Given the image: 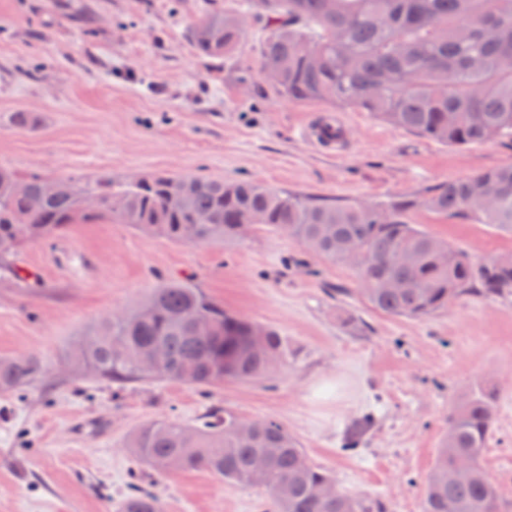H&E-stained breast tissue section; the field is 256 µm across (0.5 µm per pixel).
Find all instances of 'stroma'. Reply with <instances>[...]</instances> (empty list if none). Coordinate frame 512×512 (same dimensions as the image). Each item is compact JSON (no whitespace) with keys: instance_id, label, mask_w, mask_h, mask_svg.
Here are the masks:
<instances>
[{"instance_id":"stroma-1","label":"stroma","mask_w":512,"mask_h":512,"mask_svg":"<svg viewBox=\"0 0 512 512\" xmlns=\"http://www.w3.org/2000/svg\"><path fill=\"white\" fill-rule=\"evenodd\" d=\"M205 0H0V166L21 173L122 181L163 171L257 180L327 201L379 203L512 163V140L457 148L353 108L293 103L262 78L247 37L237 58L200 55L187 29ZM337 112L342 152L302 138ZM28 112L38 125L16 128ZM414 221L474 260L512 253V234L418 212ZM22 288L0 277V358L36 356L42 376L0 393V512H118L133 487L163 512H270L266 492L203 470L159 474L127 443L158 420L190 426L213 410L272 418L338 486L422 512L425 478L448 407L492 378L499 390L482 466L512 512V298L465 296L422 320L370 308L356 269L253 227L222 245H187L126 224H74L21 248ZM170 279L277 330L298 355L268 377L200 388L172 380L109 381L76 368L75 343L102 317L143 302ZM360 453L341 439L365 412Z\"/></svg>"}]
</instances>
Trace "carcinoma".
<instances>
[{"label": "carcinoma", "instance_id": "carcinoma-1", "mask_svg": "<svg viewBox=\"0 0 512 512\" xmlns=\"http://www.w3.org/2000/svg\"><path fill=\"white\" fill-rule=\"evenodd\" d=\"M250 27L260 37L258 72L290 102L354 108L455 147L512 138V0H242L234 12L206 9L189 37L201 53L231 59ZM53 182L0 167V261L76 223L128 224L152 237L215 245L238 239L240 225L252 224L334 262H347L344 247L356 244L363 297L390 316L422 319L463 296H512V254L475 261L413 222L415 213L427 211L512 233V164L382 204H327L255 181L165 172L138 182L72 177L62 192L50 191ZM87 195L98 197L96 209H83ZM399 254L410 261L397 260ZM392 281L400 287H387ZM252 325L201 289L166 282L122 316L104 318L77 343L73 363L110 380L212 387L258 379L279 365L256 348ZM264 342L282 362L296 356L273 328H266ZM43 370L33 356L0 358V391L16 392ZM497 402V387L480 380L452 405L425 480L423 512H448L450 502L456 512H501L496 486L481 466ZM236 420L226 410L204 415L195 427L148 423L133 432L128 448L157 472L205 470L260 488L274 512H383L372 496L339 490L331 499L319 497L335 476L312 463L282 424L254 420L253 433L241 436ZM374 424L371 413L354 420L341 450L359 452ZM261 459L266 471L258 478ZM120 512L161 508L136 490Z\"/></svg>", "mask_w": 512, "mask_h": 512}]
</instances>
